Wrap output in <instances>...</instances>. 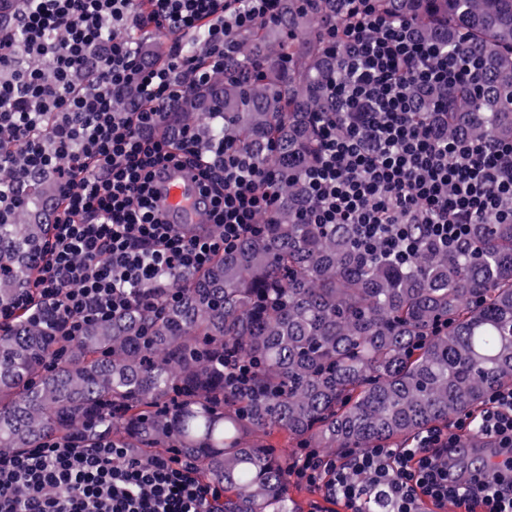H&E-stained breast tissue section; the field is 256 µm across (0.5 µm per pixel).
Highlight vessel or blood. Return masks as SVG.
<instances>
[{
	"label": "vessel or blood",
	"mask_w": 512,
	"mask_h": 512,
	"mask_svg": "<svg viewBox=\"0 0 512 512\" xmlns=\"http://www.w3.org/2000/svg\"><path fill=\"white\" fill-rule=\"evenodd\" d=\"M160 202L169 210L173 221L184 227L208 221L209 202L190 170L173 167L163 174Z\"/></svg>",
	"instance_id": "1"
}]
</instances>
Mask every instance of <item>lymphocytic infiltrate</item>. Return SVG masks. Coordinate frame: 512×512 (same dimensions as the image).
Instances as JSON below:
<instances>
[{
    "label": "lymphocytic infiltrate",
    "instance_id": "f902f5d3",
    "mask_svg": "<svg viewBox=\"0 0 512 512\" xmlns=\"http://www.w3.org/2000/svg\"><path fill=\"white\" fill-rule=\"evenodd\" d=\"M280 0H24L18 22L0 28V223L22 203L32 173L53 184V220L38 254L33 293L0 306V329L41 316L52 335H78L90 322L173 300L175 272H197L271 217L274 171L251 155L215 145L202 130L164 133L187 94L224 70L237 37L280 22ZM354 23L322 18L340 73L332 110L318 115L316 160L305 171L311 224H350L363 248L395 259L416 250L407 233L423 225L431 242L453 246L468 225L512 223V142L448 136L420 118L419 95L479 85L456 51L392 21L373 0H357ZM168 37L164 58L142 56L134 33ZM189 167L210 196L211 231L170 224L154 205L160 169ZM476 431L494 445V463L469 476L450 461L460 437ZM297 481L348 512H422L448 504L464 512H512V388L491 393L479 414L451 432L428 430L402 448L376 445L333 460H294ZM220 489L174 453L144 460L108 440L82 447L48 440L0 455V512H217Z\"/></svg>",
    "mask_w": 512,
    "mask_h": 512
}]
</instances>
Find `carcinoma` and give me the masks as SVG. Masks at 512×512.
I'll use <instances>...</instances> for the list:
<instances>
[{
	"label": "carcinoma",
	"instance_id": "1",
	"mask_svg": "<svg viewBox=\"0 0 512 512\" xmlns=\"http://www.w3.org/2000/svg\"><path fill=\"white\" fill-rule=\"evenodd\" d=\"M420 35L454 44L466 36L482 64L475 90L458 87L448 111L424 105L454 135L512 140V0H374ZM350 0H281L285 34L258 25L237 55L183 102L179 126L211 112L214 142L249 150L277 173L273 223L202 271L178 273V297L157 317L137 307L92 322L59 345L21 317L0 332V454L50 436L99 438L145 456L172 451L224 489L222 512H304L289 491L288 456L271 437L340 454L400 447L429 428L475 414L512 386V223L472 224L443 251L424 238L398 266L364 255L349 224H307L301 166L329 110L337 73L320 19H349ZM49 178L27 189L49 194ZM0 223V305L31 291L35 257L50 225ZM252 365L254 390H224V354Z\"/></svg>",
	"mask_w": 512,
	"mask_h": 512
}]
</instances>
